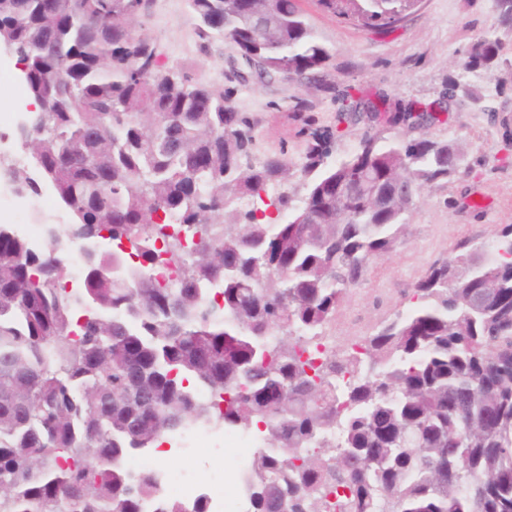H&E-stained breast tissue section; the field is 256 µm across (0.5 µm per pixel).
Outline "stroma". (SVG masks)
<instances>
[{
  "instance_id": "1",
  "label": "stroma",
  "mask_w": 512,
  "mask_h": 512,
  "mask_svg": "<svg viewBox=\"0 0 512 512\" xmlns=\"http://www.w3.org/2000/svg\"><path fill=\"white\" fill-rule=\"evenodd\" d=\"M301 4L332 55L318 83L294 75H254L238 83L231 72L236 47L215 34L200 39L189 0H151L133 26L194 83L233 89L237 111L254 124V156L280 155L288 166L287 180L270 186V193L287 192L296 202L305 197L313 181L303 170L305 154L316 131L332 136L322 160L326 168L356 151L367 136L424 134L460 154V171L423 187L393 249L348 288L326 327L328 335L355 339L407 310L411 289L433 262L458 254L463 242L492 240L512 225V28L498 26L496 0H418L386 33L327 12L316 0ZM491 31L501 43L498 63L491 69L469 66L472 44ZM452 81L456 96L427 131L365 115L336 121L350 98L384 95L394 102L429 104L446 96ZM12 197L0 185V224L70 221L51 188L27 199L24 215L11 206Z\"/></svg>"
}]
</instances>
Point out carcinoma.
<instances>
[{
    "label": "carcinoma",
    "mask_w": 512,
    "mask_h": 512,
    "mask_svg": "<svg viewBox=\"0 0 512 512\" xmlns=\"http://www.w3.org/2000/svg\"><path fill=\"white\" fill-rule=\"evenodd\" d=\"M42 3L0 0L37 106L19 143L40 158L35 178L0 157V183L50 186L71 224L39 250L0 224V512H140L152 477L120 460L211 423L275 449L251 459L249 512H325L340 487L343 512H512L511 224L491 281L468 274L485 248L470 243L427 268L407 313L349 353L317 350L403 233L408 196L459 172L454 149L366 136L298 206L229 211L288 177L279 157L248 162L254 126L233 91L162 62L132 29L140 0ZM407 6L356 0L352 19L385 30ZM191 7L200 37L237 47L241 76L312 81L331 59L296 0ZM499 51L484 37L468 64L491 68ZM436 108L363 96L337 120L430 124ZM325 152L315 137L304 170ZM62 238L89 244L75 288Z\"/></svg>",
    "instance_id": "obj_1"
}]
</instances>
